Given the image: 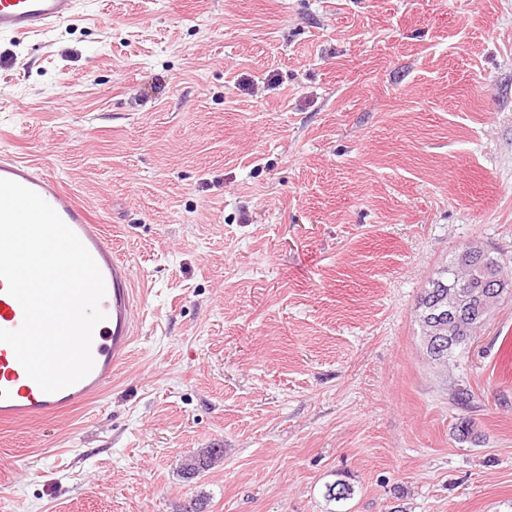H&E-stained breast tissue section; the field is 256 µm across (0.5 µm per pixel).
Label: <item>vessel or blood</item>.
Wrapping results in <instances>:
<instances>
[{
	"instance_id": "b4317fda",
	"label": "vessel or blood",
	"mask_w": 512,
	"mask_h": 512,
	"mask_svg": "<svg viewBox=\"0 0 512 512\" xmlns=\"http://www.w3.org/2000/svg\"><path fill=\"white\" fill-rule=\"evenodd\" d=\"M78 0H0V37L42 34L68 21ZM0 178L16 181L39 194L76 233L97 263L105 296L100 308L105 318L92 341L94 366L79 382L55 393L43 392L29 378L13 349L0 343V423L35 422L61 413L78 402L106 391L116 368L127 357L134 338V277L130 267L114 254L103 227L77 196L38 163L16 154L0 155ZM23 310L0 279V329L21 326Z\"/></svg>"
}]
</instances>
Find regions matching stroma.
<instances>
[{
	"label": "stroma",
	"mask_w": 512,
	"mask_h": 512,
	"mask_svg": "<svg viewBox=\"0 0 512 512\" xmlns=\"http://www.w3.org/2000/svg\"><path fill=\"white\" fill-rule=\"evenodd\" d=\"M0 148L136 289L111 387L0 425V512H512V300L458 370L415 313L469 241L512 273V0H80L0 37ZM419 322H420V328H421V336L423 337V342L426 347V352H427L428 357L439 364L448 365L449 361H451V362H455L454 365L460 366L461 365L460 358L462 357L463 352L467 348L468 344L463 340H459L456 344L451 346L449 354H448V350H447V352L444 355L433 356L430 352L428 353V350H427L428 337L432 336V334H431L432 325H430V323L426 319L423 320L420 317V315H419ZM435 337L436 336H432V338L429 339L428 349L429 350L431 349V351L437 352V350L439 349L438 344L441 342H439L440 340H438V339L436 341L432 342V339Z\"/></svg>",
	"instance_id": "1"
}]
</instances>
